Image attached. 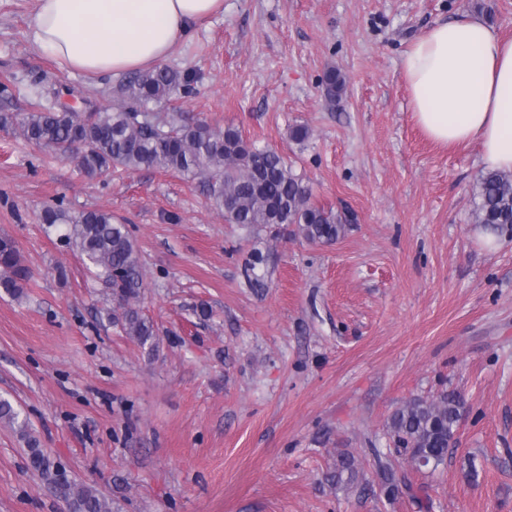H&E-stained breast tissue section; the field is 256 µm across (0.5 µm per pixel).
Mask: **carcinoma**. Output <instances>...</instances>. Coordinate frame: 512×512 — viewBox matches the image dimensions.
Here are the masks:
<instances>
[{
	"label": "carcinoma",
	"instance_id": "cac0c4a2",
	"mask_svg": "<svg viewBox=\"0 0 512 512\" xmlns=\"http://www.w3.org/2000/svg\"><path fill=\"white\" fill-rule=\"evenodd\" d=\"M327 98L336 103L345 79L336 69L326 72ZM192 79L167 65L128 78L120 86V100L111 108L93 112L47 109L41 102L28 112L0 114V129L19 133L26 141L44 146L70 159L89 179L112 175V169L157 168L185 180L204 179L207 197L227 224L268 226L295 224L303 238L315 244H333L353 221L342 210L318 206L301 176L278 152L259 147L232 126L212 127L207 123L176 124L149 109L190 94ZM475 218L500 232L512 231V173L488 171L482 175L476 193ZM41 223L66 227L63 239L75 246L83 262L99 270L112 291L120 313L112 315L126 335L154 349L158 329L135 307L143 288L139 255L126 225L101 209L70 212L62 206L42 210ZM31 272L23 263L15 241L0 237V288L19 296ZM459 395L443 393L432 400L414 398L390 417L388 429L395 448L408 454L415 469L437 467L448 457V448L461 416ZM0 421L18 425L26 443L33 469L53 486L67 512H112L109 499L94 487L64 477L47 456L39 439L18 422V413L6 399H0ZM356 477L354 457L343 455L336 463V482L343 473ZM387 496L407 494L420 508L432 507L421 487L406 476L382 468Z\"/></svg>",
	"mask_w": 512,
	"mask_h": 512
}]
</instances>
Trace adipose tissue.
I'll use <instances>...</instances> for the list:
<instances>
[{"mask_svg": "<svg viewBox=\"0 0 512 512\" xmlns=\"http://www.w3.org/2000/svg\"><path fill=\"white\" fill-rule=\"evenodd\" d=\"M224 0H36L28 37L66 69L122 74L163 64ZM417 123L441 144H478L512 172V39L480 17L440 22L404 52Z\"/></svg>", "mask_w": 512, "mask_h": 512, "instance_id": "1", "label": "adipose tissue"}]
</instances>
